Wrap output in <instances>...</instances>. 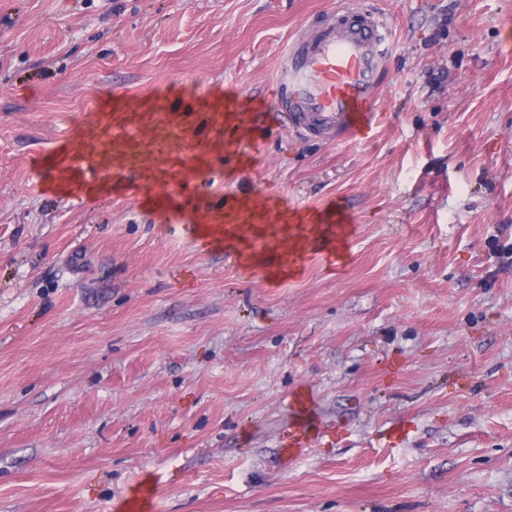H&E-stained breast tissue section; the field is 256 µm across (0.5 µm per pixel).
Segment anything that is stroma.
<instances>
[{
    "label": "stroma",
    "instance_id": "1",
    "mask_svg": "<svg viewBox=\"0 0 512 512\" xmlns=\"http://www.w3.org/2000/svg\"><path fill=\"white\" fill-rule=\"evenodd\" d=\"M336 6L0 0V512H126L144 484L146 512H512V0H364L378 116L308 140L271 87ZM227 94L265 104L229 148L202 105ZM117 107L187 113L184 205L114 175ZM250 192L345 212L349 251L278 281L194 238ZM299 392L330 437L289 462Z\"/></svg>",
    "mask_w": 512,
    "mask_h": 512
}]
</instances>
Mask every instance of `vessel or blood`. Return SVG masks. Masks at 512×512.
<instances>
[{
    "label": "vessel or blood",
    "instance_id": "obj_1",
    "mask_svg": "<svg viewBox=\"0 0 512 512\" xmlns=\"http://www.w3.org/2000/svg\"><path fill=\"white\" fill-rule=\"evenodd\" d=\"M389 27L386 21L357 0H344L341 7L326 12L320 21L304 25L300 34L288 41L281 52L278 69L276 108L289 127L311 139L332 140L339 133L357 135L373 125L379 75L389 53ZM149 118L145 112H116L112 115V155L116 169L136 164L126 146L135 130ZM255 115L243 111L240 99L225 100L215 109L212 123L228 133L252 130ZM154 137H178L182 156L164 148L144 157L141 179L151 192L152 205L170 210L182 193L189 171L188 158L199 149L181 113H166L153 127ZM197 237L227 243L248 238L250 243L275 239L286 244L273 266L281 273L296 267L309 241H325L329 260L345 251L351 226L344 215L329 211L308 214L306 221L295 222L292 213L275 209L254 195L225 197L223 210L214 212L209 223L193 227ZM295 427L288 437L285 453L300 455L318 440L322 431L316 425L308 394L293 399Z\"/></svg>",
    "mask_w": 512,
    "mask_h": 512
}]
</instances>
